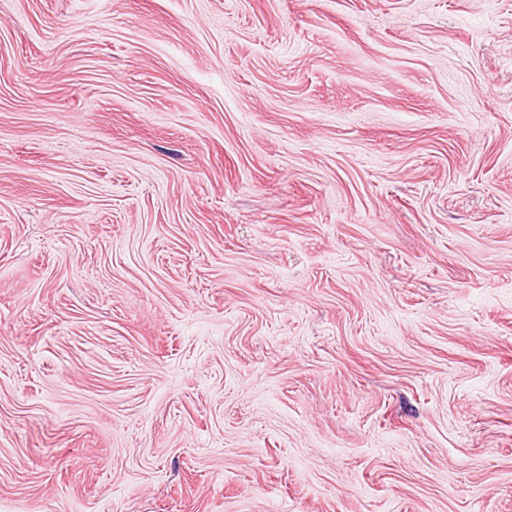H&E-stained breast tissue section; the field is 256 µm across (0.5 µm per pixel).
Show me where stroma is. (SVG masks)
Returning a JSON list of instances; mask_svg holds the SVG:
<instances>
[{
	"label": "stroma",
	"instance_id": "1",
	"mask_svg": "<svg viewBox=\"0 0 512 512\" xmlns=\"http://www.w3.org/2000/svg\"><path fill=\"white\" fill-rule=\"evenodd\" d=\"M0 512H512V0H0Z\"/></svg>",
	"mask_w": 512,
	"mask_h": 512
}]
</instances>
